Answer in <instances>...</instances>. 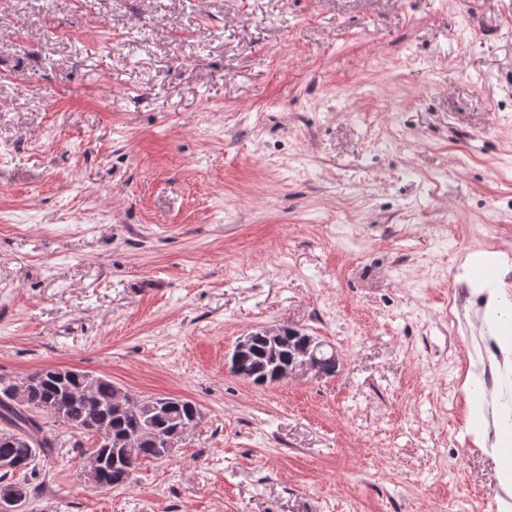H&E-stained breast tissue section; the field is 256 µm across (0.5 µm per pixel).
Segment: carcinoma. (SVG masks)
<instances>
[{"label": "carcinoma", "mask_w": 512, "mask_h": 512, "mask_svg": "<svg viewBox=\"0 0 512 512\" xmlns=\"http://www.w3.org/2000/svg\"><path fill=\"white\" fill-rule=\"evenodd\" d=\"M316 337L298 331L290 334L283 329L282 340L273 342L266 334L257 333L253 349L245 357L241 369L252 376V380L264 376L268 381L279 379L288 365L299 359L303 345ZM36 378L29 390L28 403L22 409L9 399L7 391L11 382L0 379V423L5 432L17 435L0 443V459L10 468L0 472V484L24 470L32 462L46 456L59 444V436L49 433L46 420L63 424L69 429L88 435L100 431L121 439L139 434L146 438L140 445V459L159 460L166 457L150 437L161 436L169 431H183L189 419L190 408L196 406L191 400L178 397L135 398L131 403H112V380L98 377L97 399L80 394L84 374L66 372L64 375L50 371H35Z\"/></svg>", "instance_id": "1"}]
</instances>
